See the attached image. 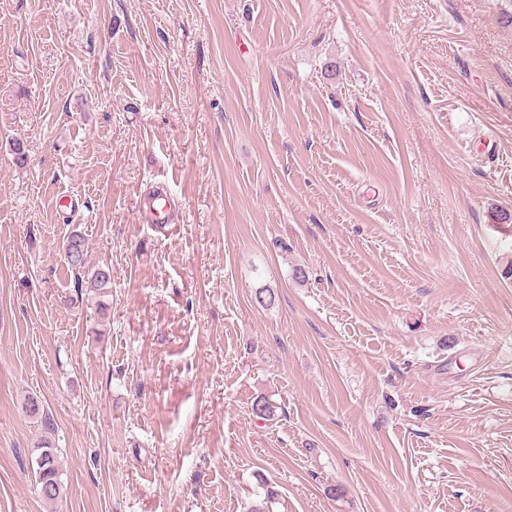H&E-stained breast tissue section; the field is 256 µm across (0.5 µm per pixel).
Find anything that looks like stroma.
Listing matches in <instances>:
<instances>
[{
  "label": "stroma",
  "instance_id": "35a3bbf8",
  "mask_svg": "<svg viewBox=\"0 0 512 512\" xmlns=\"http://www.w3.org/2000/svg\"><path fill=\"white\" fill-rule=\"evenodd\" d=\"M507 14L0 0V512H512ZM63 255L72 270L85 269L87 264L86 241L82 234L73 232L63 245ZM35 458L36 487L39 497L47 503H57L65 492L58 452L48 444L37 448Z\"/></svg>",
  "mask_w": 512,
  "mask_h": 512
}]
</instances>
